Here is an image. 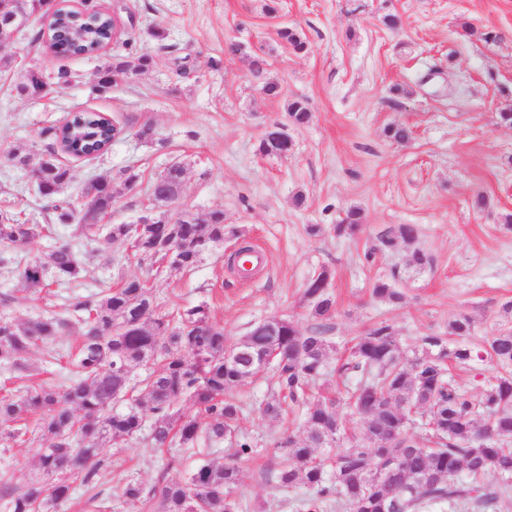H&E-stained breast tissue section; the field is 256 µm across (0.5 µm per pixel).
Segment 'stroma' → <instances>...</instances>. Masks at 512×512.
<instances>
[{
    "label": "stroma",
    "mask_w": 512,
    "mask_h": 512,
    "mask_svg": "<svg viewBox=\"0 0 512 512\" xmlns=\"http://www.w3.org/2000/svg\"><path fill=\"white\" fill-rule=\"evenodd\" d=\"M272 1L277 11L270 14L265 6ZM94 2L121 17L137 54L151 60L148 69L108 91L94 89L98 69L121 44H109L98 56L62 58L48 42L32 39L33 31L47 28L45 15L0 42V57L12 60L0 73V207L53 227L14 253L28 261L65 243L89 269L78 287H56L49 297L21 291L17 266L0 268V297H12L0 304V317L25 321L49 311L71 323L53 346L30 352L28 371L0 367V388L18 392L68 382L80 333L73 298L105 294L124 277H148L157 303L170 312L207 304L211 323L223 326L231 343L274 316L310 330L315 320L303 293L324 268L332 273L336 299L329 338L338 348L381 320L408 349L420 337L445 332L461 314L474 321L470 342L477 348L512 326L502 311L512 301V230L505 224L512 214V127L498 121L499 112L512 108V0ZM390 15L398 18L397 28L386 26ZM285 25L304 33V52L281 41L278 30ZM154 27L164 30L163 39L151 36ZM490 29L498 40L483 39ZM230 42L246 45V54H227ZM254 54L266 61L263 72L252 70ZM62 65L76 74L68 88L38 99L16 93L30 69L52 72ZM269 81L278 84V97L262 94ZM294 99L311 112L306 126L289 123ZM82 109L104 113L122 134L97 157L60 154L71 170L65 193L72 201L90 180L113 175L110 221L132 223L147 201V179L178 161L186 169L183 202L199 215L223 210L238 237H225L193 271L165 266L153 273L148 263L57 223L29 173L9 156L38 144L44 126ZM145 123L154 127L156 142L137 137ZM277 123L293 149L285 157L261 156L259 140ZM392 124L411 127L412 139L391 143L384 130ZM127 167L143 177L132 189L115 177ZM298 194L304 197L299 207ZM479 194L486 204L476 209L472 200ZM353 208L362 213L361 233L337 235L335 225ZM311 224L320 225L319 234H308ZM400 224L416 225L417 239L381 249V235ZM240 237L266 255L249 279L227 265ZM415 249L430 256L429 266L409 265ZM389 278L402 301L372 296L373 283ZM271 389L261 375L231 390L243 406L238 434L257 445L238 462L242 512H295V500L306 493L302 486L281 490L274 481L277 441L302 437L303 428L291 411L277 420L262 416ZM14 429L0 424V478L20 487L35 472L40 445L28 435L10 439ZM104 454L108 468L96 488L111 499L112 512H149L143 501L118 498L117 490L130 479L153 486L166 452L138 437Z\"/></svg>",
    "instance_id": "obj_1"
}]
</instances>
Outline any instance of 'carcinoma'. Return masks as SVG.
Instances as JSON below:
<instances>
[{
    "instance_id": "cac0c4a2",
    "label": "carcinoma",
    "mask_w": 512,
    "mask_h": 512,
    "mask_svg": "<svg viewBox=\"0 0 512 512\" xmlns=\"http://www.w3.org/2000/svg\"><path fill=\"white\" fill-rule=\"evenodd\" d=\"M16 9L4 3L0 41L16 31V23L6 22ZM279 37L295 52L307 48L303 33L295 27L280 28ZM44 38L61 55L94 56L113 40L112 15L93 0H83L81 9L63 2L47 29L33 35L35 41ZM148 65L144 55L114 56L99 70V88L109 90ZM288 117L301 126L309 122L311 113L303 101L294 100L288 104ZM385 135L404 144L412 138V130L393 124ZM41 137L40 148L15 154L12 161L32 173L36 192L56 219L62 224L77 220V231L87 239L118 247L129 244L133 256L152 265L163 259L158 245L165 243L178 252L173 267L190 271L213 245L224 242L225 234L236 235L226 228L220 210L204 218L194 214L185 224L86 223L112 213L114 177L100 176L88 184L96 188L94 204L78 218L61 198L71 171L58 159V151L88 157L109 150L112 121L100 112L81 110L64 127L43 128ZM284 147L283 132L276 125L260 139L258 151L276 157ZM148 191L166 205L179 195L181 184L164 169L149 181ZM361 221L360 212L351 210L336 225V233L354 236ZM46 231V224L0 210V246L24 245ZM417 236L415 225L400 224L383 235L380 244L390 249ZM49 274L57 284L71 285L87 276V268L70 246L61 244L47 259L27 262L20 279L28 289L44 288ZM330 280V272L323 269L304 290L318 320L308 332L284 318L275 335L242 337L247 354L236 359L226 356L230 344L224 327L197 326L208 310L163 312L145 279H125L100 298H77L74 311L81 325L77 378L61 390L29 386L22 395L0 397V421H25L36 415L35 432L41 441L38 476L22 489L0 482V502L6 512H57L70 498L72 479L79 477L88 486L104 470V445H124L145 430L152 447L169 453L168 469L177 460L175 449L194 448L203 438L211 444L229 443L231 460H204L187 476L177 480L163 476L149 489L130 480L121 487L124 498L143 500L153 512H240L236 461L254 454L255 446L237 435L242 406L227 391L252 378L250 355L268 350L278 351V358L271 364L274 392L262 402V413L275 420L289 403L303 419L304 438L279 442L282 463L275 472L278 488L288 490L300 483L307 488L295 504L296 512H330L335 506L348 512H470L487 509L511 493L512 330L491 337L480 352L469 342L471 318L460 315L448 323L447 332L421 337L418 348L408 353L393 326L379 321L350 340L346 359L336 367L338 376L355 379L353 395L346 402L316 400L311 388L324 374L334 349L326 336L336 310ZM372 293L391 303L403 298L387 279L377 280ZM67 326V321L53 315L24 324L0 317V365L25 368L29 351L52 345ZM484 353L502 372L476 392L461 387L450 365L468 366ZM139 367L149 373L137 380ZM135 390L139 395L130 406L114 408ZM185 400L199 406L204 419L182 413L179 404ZM343 404L368 424L359 442L345 440L339 417ZM321 437L335 442L322 456L317 444ZM385 459L397 460V470L389 476L379 470Z\"/></svg>"
}]
</instances>
